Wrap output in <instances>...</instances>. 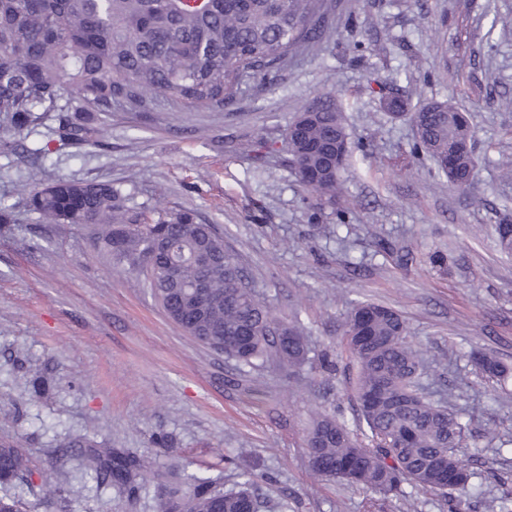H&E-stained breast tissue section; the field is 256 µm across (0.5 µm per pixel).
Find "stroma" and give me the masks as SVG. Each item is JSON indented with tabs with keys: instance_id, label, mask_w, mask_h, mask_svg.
Returning a JSON list of instances; mask_svg holds the SVG:
<instances>
[{
	"instance_id": "35a3bbf8",
	"label": "stroma",
	"mask_w": 512,
	"mask_h": 512,
	"mask_svg": "<svg viewBox=\"0 0 512 512\" xmlns=\"http://www.w3.org/2000/svg\"><path fill=\"white\" fill-rule=\"evenodd\" d=\"M327 35L232 106L103 114L102 145L75 149L39 128L20 155L0 152V442L23 448L57 490V512H158V488L97 486L79 448L88 436L152 463L212 469L224 490L253 466L259 512H406L365 488L312 475L304 435L318 412L356 426L343 323L352 304L398 310L431 383L466 426L468 493L421 492L417 512H499L512 491V376L482 378L469 354L512 368V0H332ZM352 160L332 210L298 182L286 129L327 89ZM420 89L471 115L477 163L452 186L414 152L385 94ZM64 176L109 181L149 218L185 208L216 225L279 318L300 319L311 362L238 369L185 334L144 275L115 268L95 227L45 224L18 193ZM45 396H36L35 381ZM170 440L155 444V434Z\"/></svg>"
}]
</instances>
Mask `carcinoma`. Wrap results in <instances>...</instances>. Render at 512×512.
Wrapping results in <instances>:
<instances>
[{"mask_svg": "<svg viewBox=\"0 0 512 512\" xmlns=\"http://www.w3.org/2000/svg\"><path fill=\"white\" fill-rule=\"evenodd\" d=\"M328 0H0V130L4 145L21 143L51 113L65 143H94L95 115L121 106L146 111L147 95H160L184 110L220 109L242 85L266 78L322 40L329 29ZM78 94L72 114L60 101L69 87ZM311 118L287 135L290 166L301 184L336 204L341 163L322 149L349 141L331 93L314 100ZM409 117L415 149L426 152L452 183L469 180L474 152L448 149L473 139L470 116L449 102L420 107L399 99ZM21 195L47 224H94L112 259L146 275L167 316L199 343L244 366L268 360L293 369L308 360V336L299 322L277 318L247 281L237 256L214 225L193 209L149 221L124 205L107 182L59 177L26 184ZM351 371L347 382L362 424L356 435L333 413L320 412L306 435L308 465L322 480L361 485L384 498L415 501L420 491L465 493L474 471L458 454L464 424L444 404L423 392L425 364L408 341L395 310L360 302L343 328ZM481 374L504 380L509 368L494 357L474 358ZM69 448L86 449L87 468L100 484L133 494L147 481L146 461L99 448L77 436ZM48 476L22 449L0 443V512H27L21 491ZM240 488L225 492L208 471L184 475L185 493L174 489L159 500V512H241L254 500L256 475L244 470Z\"/></svg>", "mask_w": 512, "mask_h": 512, "instance_id": "obj_1", "label": "carcinoma"}]
</instances>
